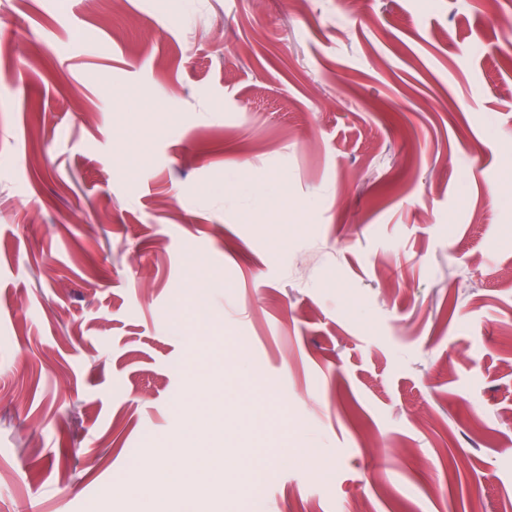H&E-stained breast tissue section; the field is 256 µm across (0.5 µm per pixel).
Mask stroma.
<instances>
[{"label": "stroma", "mask_w": 512, "mask_h": 512, "mask_svg": "<svg viewBox=\"0 0 512 512\" xmlns=\"http://www.w3.org/2000/svg\"><path fill=\"white\" fill-rule=\"evenodd\" d=\"M502 55L487 0H0V512L204 441L275 466L165 512H512Z\"/></svg>", "instance_id": "35a3bbf8"}]
</instances>
